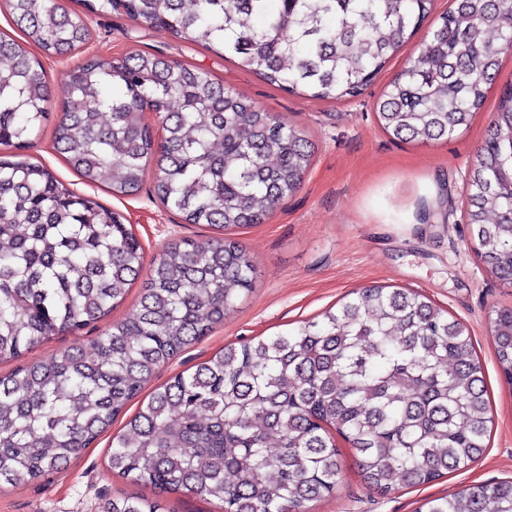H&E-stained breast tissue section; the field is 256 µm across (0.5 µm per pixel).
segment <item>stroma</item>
I'll use <instances>...</instances> for the list:
<instances>
[{
    "mask_svg": "<svg viewBox=\"0 0 512 512\" xmlns=\"http://www.w3.org/2000/svg\"><path fill=\"white\" fill-rule=\"evenodd\" d=\"M91 36L65 58L46 57L50 112L36 128L27 150L32 162L52 171L70 188L94 197L122 215L144 248L145 264L181 239L204 240L212 228L184 223L163 206L146 176L134 196H115L74 173L53 147L54 127L68 96L66 72L86 56L103 59L132 51L158 53L205 70L211 78L257 105L303 128L314 152L296 194L286 198L262 223L233 230L232 236L257 265L253 291L223 324L161 366L149 381L156 388L231 343L267 338L298 328L310 318L347 301L370 286L417 290L469 329L483 367L493 423L483 455L467 469L419 487L380 494L363 480L346 443H339L343 472L335 492L310 505V512H419L428 499L467 486L512 480V384L501 375L488 320L492 310L512 308V284L493 275L470 245L463 184L498 104L501 87L512 84V50L500 57L499 75L483 107L463 134L422 144L401 142L378 125L375 105L385 85L433 26L424 23L355 99H318L270 84L224 56L112 12L90 17ZM141 295L133 285L125 301L105 320L54 337L29 352L48 359L68 348H89L112 323L133 316ZM109 435H102L70 464L44 477L0 488V512H100L113 494L153 496L154 491L111 475Z\"/></svg>",
    "mask_w": 512,
    "mask_h": 512,
    "instance_id": "obj_1",
    "label": "stroma"
}]
</instances>
